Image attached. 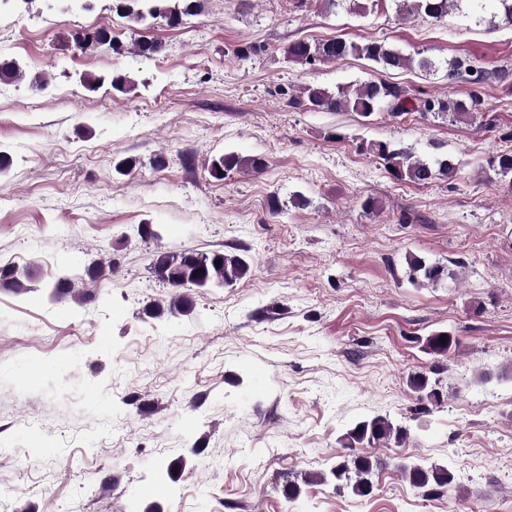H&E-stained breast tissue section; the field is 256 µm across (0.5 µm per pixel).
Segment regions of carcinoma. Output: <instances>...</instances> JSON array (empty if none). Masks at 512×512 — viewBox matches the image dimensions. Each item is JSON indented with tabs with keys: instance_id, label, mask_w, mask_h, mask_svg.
Here are the masks:
<instances>
[{
	"instance_id": "obj_1",
	"label": "carcinoma",
	"mask_w": 512,
	"mask_h": 512,
	"mask_svg": "<svg viewBox=\"0 0 512 512\" xmlns=\"http://www.w3.org/2000/svg\"><path fill=\"white\" fill-rule=\"evenodd\" d=\"M407 1L410 2L409 14L413 16L441 20L456 10L466 18L472 17V14L463 10L462 4L465 0H401L403 3ZM492 2L497 5L498 12L493 14L487 23L494 25L499 19L507 25H512V0ZM112 10L134 23H142L151 18L161 19L169 26L175 27L182 23L184 17L197 14L201 10V3L200 0H112ZM285 55L289 59L307 64L343 61L354 56L365 59L384 71H401L414 65L425 72L438 68V64L429 57L421 56L415 59L399 49L390 48L371 39L353 41L333 38L314 44L298 41L288 45ZM446 69L448 81L461 79L471 86L467 98H442L424 92L413 94L397 83L371 80L354 87H339L335 92L308 85L302 89L300 96L290 101V104L314 110L356 112L363 117L383 110L393 117L418 112L422 115L448 114L460 119L475 112L487 111L482 89L489 79L493 78L506 84L508 89L512 90V69L493 71L474 62L457 58L446 61ZM22 75L23 71L17 61L0 63L1 82L18 80ZM106 83L119 93H127L134 88V82L124 74H86L81 80V84L91 91ZM365 150L383 160L388 172L398 180L429 184L441 177L450 180L457 171V165L448 155H439L428 160L382 141L365 145ZM264 166V160L259 157L228 152L212 160L210 173L214 178L223 180L231 172L260 170ZM488 168L502 178L512 176V149L489 161ZM407 266L408 277L414 284L434 285L445 277L444 266L429 263L421 257H409ZM153 270L156 273H174L177 282L171 284L173 288H206L213 285L229 287L246 276L249 264L237 255L221 251L163 252L156 255ZM0 286L17 293L29 290L14 271L6 268H0ZM442 337L445 338L443 343L440 342ZM425 346L432 354L446 356L458 350L460 339L448 331H437L425 338ZM410 387L418 393L423 412H428L427 404L440 403V393L428 388L424 376H412ZM405 438L406 432L403 427L394 424L386 415H376L355 422L344 435V447L353 449L361 445L373 448L381 443L391 440L399 442ZM374 468L375 463L370 457L358 455L332 465L330 475L338 485L357 496L365 497L373 491ZM399 469L413 486L428 491L435 492L451 485L454 480L447 467L435 463L407 462L400 464Z\"/></svg>"
}]
</instances>
